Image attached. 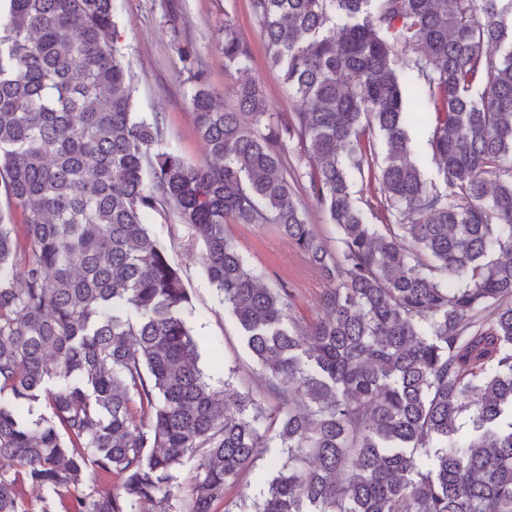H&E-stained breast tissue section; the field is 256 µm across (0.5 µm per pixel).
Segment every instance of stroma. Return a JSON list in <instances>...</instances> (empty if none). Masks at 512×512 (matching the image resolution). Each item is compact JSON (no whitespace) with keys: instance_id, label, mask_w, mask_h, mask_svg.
I'll use <instances>...</instances> for the list:
<instances>
[{"instance_id":"35a3bbf8","label":"stroma","mask_w":512,"mask_h":512,"mask_svg":"<svg viewBox=\"0 0 512 512\" xmlns=\"http://www.w3.org/2000/svg\"><path fill=\"white\" fill-rule=\"evenodd\" d=\"M118 25L117 46L134 74L135 109L159 113L167 131V143L192 163L207 156L197 134L188 104L192 85L179 57L181 47L192 46L196 61L207 73L210 89L224 108L235 101L229 92L233 78L224 69L219 48L225 24H232L251 50L248 75L261 86L269 111L288 112V101L276 71L268 65V48L250 0H113ZM145 222L151 235L167 250L170 262L180 268L191 302L186 317L198 344L200 366L216 389L232 385L249 393L268 412L277 403L267 394L266 373L247 350L234 320L224 311L216 288L202 272L197 256L202 242L173 212L150 213ZM226 232L264 282L291 288L297 316L321 312L325 286L316 271L297 253L274 225L230 224ZM268 449L252 471L245 473L225 502L236 512L240 495H259L273 475Z\"/></svg>"}]
</instances>
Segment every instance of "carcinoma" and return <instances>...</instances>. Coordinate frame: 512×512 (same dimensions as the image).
<instances>
[{
    "label": "carcinoma",
    "instance_id": "obj_1",
    "mask_svg": "<svg viewBox=\"0 0 512 512\" xmlns=\"http://www.w3.org/2000/svg\"><path fill=\"white\" fill-rule=\"evenodd\" d=\"M250 5L294 111H268L251 78L226 111L187 68L209 156L191 164L134 110L112 0L0 3V512H26L24 485L41 512H214L273 439L268 487L238 512H512V0ZM222 49L245 70L229 23ZM406 79L442 189L413 156ZM291 143L334 250L293 201ZM150 211L203 240L276 414L205 379ZM228 223L275 225L325 284L323 312L299 320Z\"/></svg>",
    "mask_w": 512,
    "mask_h": 512
}]
</instances>
